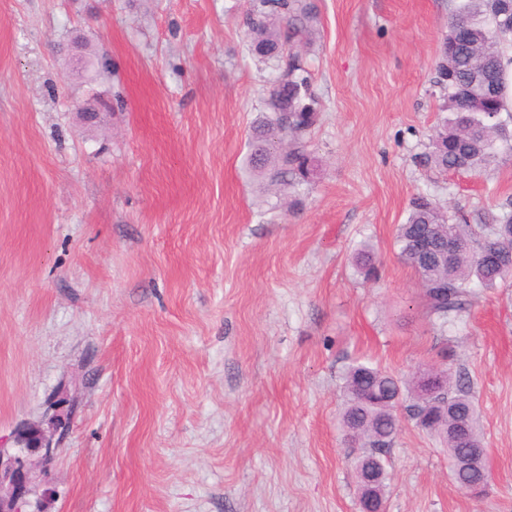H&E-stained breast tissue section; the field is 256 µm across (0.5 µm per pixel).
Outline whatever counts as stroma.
<instances>
[{
  "instance_id": "stroma-1",
  "label": "stroma",
  "mask_w": 512,
  "mask_h": 512,
  "mask_svg": "<svg viewBox=\"0 0 512 512\" xmlns=\"http://www.w3.org/2000/svg\"><path fill=\"white\" fill-rule=\"evenodd\" d=\"M302 2L310 171L270 190L245 158L289 57L252 53L254 0H0V437L53 404L69 422L39 512H359L358 358L466 373L493 472L459 490L401 415L386 512H512V285L436 320L393 246L417 195L472 224L512 197V158L420 163L456 2ZM79 36L108 73L76 63ZM95 96L112 109L89 127ZM356 272L366 282L377 279L378 267L376 264L375 250L371 243L363 241L357 245L352 256Z\"/></svg>"
}]
</instances>
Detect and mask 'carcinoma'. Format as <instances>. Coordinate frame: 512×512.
Here are the masks:
<instances>
[{"label": "carcinoma", "instance_id": "cac0c4a2", "mask_svg": "<svg viewBox=\"0 0 512 512\" xmlns=\"http://www.w3.org/2000/svg\"><path fill=\"white\" fill-rule=\"evenodd\" d=\"M285 6L281 0H260V9L249 18L252 46L261 57H273L281 34L272 17ZM504 0H458L448 19L439 75L448 79V118L432 137V151L422 163L445 171L481 172L512 155V127L502 119L507 111L505 75L512 58V24L503 26L496 16ZM301 115L288 126L289 146H283L282 129L272 116L254 125L250 135V161L254 169L274 168L301 176L309 170L307 154L298 141L314 124L316 113L295 99ZM430 233L436 244L454 241L459 250L448 263L422 259L416 252L420 236ZM394 246L403 261L418 274L430 315L447 321L470 310L479 293L512 278V200L501 204L487 223L470 224L435 200L414 197L405 221L398 225ZM356 272L366 282L377 279L378 267L371 243L357 245L352 256ZM430 369L422 365L407 384L369 363H356L343 374L347 404L341 423L347 438L364 449L355 461L356 473L363 467L385 474L384 456L392 447L398 429V407L403 397L408 416L425 431L436 434L454 460L469 450L483 448L478 414L470 396L469 378L443 369L444 385L430 397L420 393V378ZM450 477L460 488L478 483L482 472L459 471L450 465Z\"/></svg>", "mask_w": 512, "mask_h": 512}]
</instances>
